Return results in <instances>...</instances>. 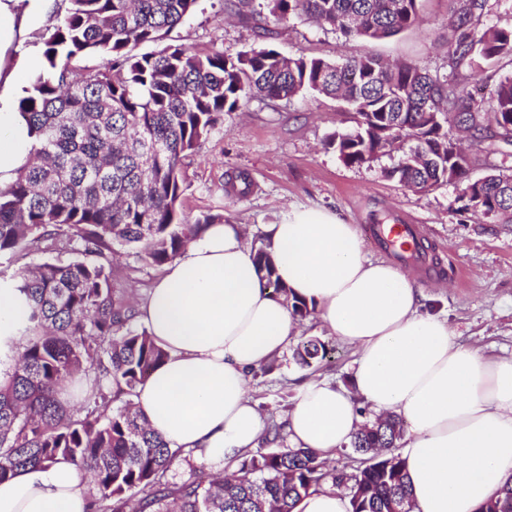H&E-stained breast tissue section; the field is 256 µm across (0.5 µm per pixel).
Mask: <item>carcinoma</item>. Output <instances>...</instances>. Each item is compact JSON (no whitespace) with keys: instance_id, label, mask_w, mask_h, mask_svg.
I'll use <instances>...</instances> for the list:
<instances>
[{"instance_id":"1","label":"carcinoma","mask_w":512,"mask_h":512,"mask_svg":"<svg viewBox=\"0 0 512 512\" xmlns=\"http://www.w3.org/2000/svg\"><path fill=\"white\" fill-rule=\"evenodd\" d=\"M198 0H69L44 38V64L18 112L34 139V158L0 186V256L13 264L35 252L53 257L7 272L0 286L24 301L20 335L0 380V481L59 459L90 478L88 512H294L310 491L348 485L350 512L412 507L405 462L397 453L405 426L395 415L364 422L350 448L364 461L352 473L328 468L310 448H290L286 425L268 426L267 448L249 450L233 474L213 480L194 471L180 483L168 472L182 450L148 426L135 398L166 358L146 328L135 325L112 255L162 267L210 224L180 218L182 164L211 132L251 99L290 100L303 92L334 97L358 116L357 128L336 133L341 160L361 166L386 148L387 137L409 143L384 176L426 190L448 183L485 217L512 223V168L469 179L472 154L448 139L463 128L469 147L484 152L512 137V73L496 81L487 105L460 89L482 64L512 57V30L487 23L489 0H448V67L440 78L417 66H390L366 56L342 61L291 57L270 45L236 56L157 45L190 16ZM420 0H268L286 19L305 15L343 35L393 36L419 18ZM242 18L255 0H226ZM100 56V67L73 61ZM256 263L273 295L293 318L315 307L274 278L264 238ZM304 364L323 360L326 345L298 348ZM90 386L83 406L63 394L75 379ZM126 396L110 410L107 394ZM479 512H512V487Z\"/></svg>"}]
</instances>
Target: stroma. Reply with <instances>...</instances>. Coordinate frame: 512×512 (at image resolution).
Here are the masks:
<instances>
[{"label":"stroma","mask_w":512,"mask_h":512,"mask_svg":"<svg viewBox=\"0 0 512 512\" xmlns=\"http://www.w3.org/2000/svg\"><path fill=\"white\" fill-rule=\"evenodd\" d=\"M261 27L272 30L274 44L290 56L341 61L374 55L414 63L433 75L449 72L448 0H423L417 25L380 40L344 37L298 17L281 21L266 8L252 19L230 18L224 0H198L195 12L167 41L199 52L220 48L233 56L261 45L256 35ZM354 127L353 112L342 102L308 93L289 101L254 99L225 113L223 123L185 161L183 219L218 213L242 224L254 242L263 225L281 221L296 206L327 209L361 228L383 214L403 217L417 225L434 267L431 276L416 278L424 311L447 319L459 343L491 359L512 358V224L459 208L455 186L416 193L384 177L393 157L345 165L330 140ZM241 173L250 180L244 194L231 189ZM113 272L136 303L145 300L161 274L125 254ZM299 337L324 342L328 355L308 366L291 345L250 373L248 394L264 422L284 421L298 387L308 380L350 385L352 346L337 340L314 315L303 320Z\"/></svg>","instance_id":"1"}]
</instances>
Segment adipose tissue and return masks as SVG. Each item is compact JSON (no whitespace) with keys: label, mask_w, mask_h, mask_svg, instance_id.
I'll use <instances>...</instances> for the list:
<instances>
[{"label":"adipose tissue","mask_w":512,"mask_h":512,"mask_svg":"<svg viewBox=\"0 0 512 512\" xmlns=\"http://www.w3.org/2000/svg\"><path fill=\"white\" fill-rule=\"evenodd\" d=\"M55 0H0V185L33 151L11 101L38 55L15 54ZM275 276L315 306L357 358L351 389L302 386L287 417L292 447L330 454L348 444L362 407L401 417L414 512H477L512 481V359L492 360L456 342L447 320L423 312L408 271L366 258L356 225L335 213L295 208L263 228ZM242 225H209L165 267L140 308L167 354L137 403L169 448L233 469L257 447L264 423L247 377L298 333L283 299L259 272ZM81 473L59 461L0 482V512H85Z\"/></svg>","instance_id":"obj_1"}]
</instances>
